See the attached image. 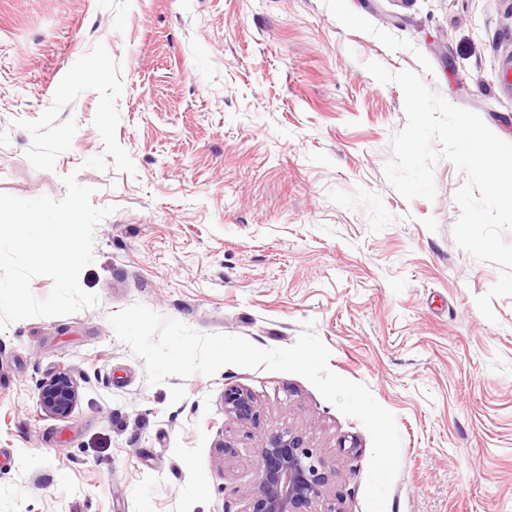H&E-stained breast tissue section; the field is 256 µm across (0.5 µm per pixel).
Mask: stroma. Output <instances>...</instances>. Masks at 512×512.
<instances>
[{
	"label": "stroma",
	"instance_id": "1",
	"mask_svg": "<svg viewBox=\"0 0 512 512\" xmlns=\"http://www.w3.org/2000/svg\"><path fill=\"white\" fill-rule=\"evenodd\" d=\"M371 61L512 142V0H0V193L74 172L113 209L79 278L98 306L0 331V512H246L287 429L336 469L318 512H366L358 419L263 368L148 384L108 321L136 303L261 348L312 322L396 418L386 512H512V269L455 244L450 161L434 199L388 183L404 95ZM61 372L65 419L36 399ZM78 400L79 385L68 373H59L38 388V405L44 412L57 418L68 417ZM224 411L240 421H250L256 416L253 397L241 389H229L224 394Z\"/></svg>",
	"mask_w": 512,
	"mask_h": 512
}]
</instances>
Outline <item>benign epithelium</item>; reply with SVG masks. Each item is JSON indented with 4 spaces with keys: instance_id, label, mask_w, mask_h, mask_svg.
Instances as JSON below:
<instances>
[{
    "instance_id": "7a95c632",
    "label": "benign epithelium",
    "mask_w": 512,
    "mask_h": 512,
    "mask_svg": "<svg viewBox=\"0 0 512 512\" xmlns=\"http://www.w3.org/2000/svg\"><path fill=\"white\" fill-rule=\"evenodd\" d=\"M79 400V385L68 373L43 382L38 388L40 408L57 418L68 417ZM224 411L240 421L256 416L253 397L241 389L224 394ZM336 471L303 437L285 430L263 439L257 448L256 477L249 493L247 512H314Z\"/></svg>"
}]
</instances>
